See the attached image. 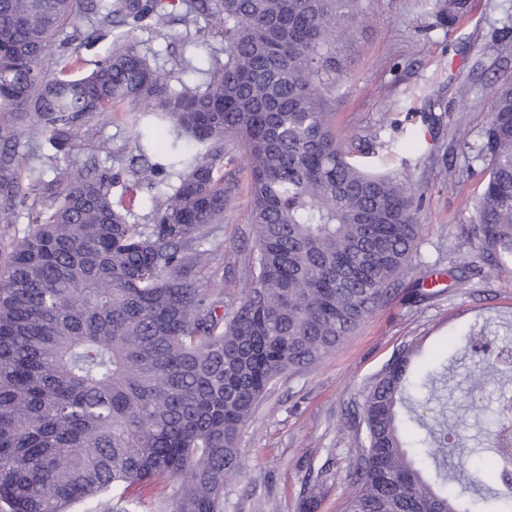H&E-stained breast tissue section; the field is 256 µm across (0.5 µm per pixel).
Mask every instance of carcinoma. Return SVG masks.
<instances>
[{
	"instance_id": "cac0c4a2",
	"label": "carcinoma",
	"mask_w": 512,
	"mask_h": 512,
	"mask_svg": "<svg viewBox=\"0 0 512 512\" xmlns=\"http://www.w3.org/2000/svg\"><path fill=\"white\" fill-rule=\"evenodd\" d=\"M95 6L100 27L156 31L160 0H0V221L28 197L18 175L23 120L70 150L85 120L116 103L154 116L168 133V167L181 168L149 224L112 201V178L56 170L55 196L0 261V512H67L110 489L168 475L172 512H223L241 467L240 430L281 375L318 363L386 299L421 233L409 177L351 163L328 111L326 58L343 32L346 0H189L224 28V58L188 85L116 40L91 74L54 73L56 35ZM467 0H446L453 25ZM477 156L489 158L474 224L481 257L512 273V81L494 90ZM247 155L251 287L224 313V292L195 278L200 242L224 223V143ZM155 185L159 167L132 161ZM485 328L462 335L485 351ZM410 347L364 398L355 490L343 512H512V484L482 486L459 465L474 498L440 489L425 458L464 447L466 422L446 417L416 440L404 428ZM486 370L512 366L505 341ZM332 478L321 468L300 500L316 512Z\"/></svg>"
}]
</instances>
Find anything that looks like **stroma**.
Wrapping results in <instances>:
<instances>
[{"label": "stroma", "instance_id": "1", "mask_svg": "<svg viewBox=\"0 0 512 512\" xmlns=\"http://www.w3.org/2000/svg\"><path fill=\"white\" fill-rule=\"evenodd\" d=\"M173 21L166 34L135 30L128 41L150 66L175 72L187 84L207 80L224 39L212 20L187 12L182 0H163ZM444 0H353L346 6L349 36L337 39L330 106L336 134L349 161L371 171L408 175L422 201L421 234L390 295L328 357L316 365L280 376L242 429L244 466L224 489V512H297L299 500L321 467L334 474L316 512H341L350 493L360 406L399 349L415 344L419 355L408 369L417 380L450 361L448 403L439 405L420 389L417 415L430 422L439 415L469 425L467 447L492 458L487 436L499 420L498 399L512 387V374L474 382L477 358L459 353L457 337L469 325H487L504 334L512 325V274L481 261L480 244L466 236L481 197L487 162L476 146L490 121L493 90L512 80V42L499 38L512 27V0H468V23L447 25L440 18ZM96 15L80 24L84 44L73 72L97 69L121 29H99ZM134 114L117 104L110 119H87L74 142L75 168H96L113 176L112 200L130 223L147 224L179 174L167 171L154 187L136 184L127 166L138 148ZM51 148L33 129L19 151V174L30 194L14 223L0 222V251L20 237L47 205L43 182L55 176ZM224 221L212 225L204 249L211 254L199 278L224 291L233 310L251 282L249 259L255 228L249 222L251 197L242 148L224 146ZM475 263L477 275L456 287L447 271ZM439 273L436 293L418 300L420 278ZM175 482L162 478L129 488L116 487L107 500L132 499L137 512H169Z\"/></svg>", "mask_w": 512, "mask_h": 512}]
</instances>
